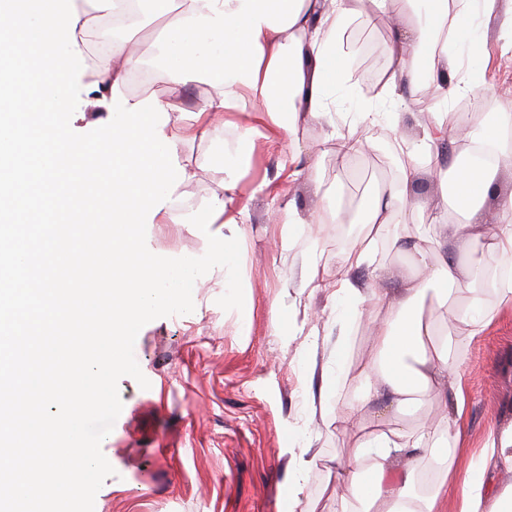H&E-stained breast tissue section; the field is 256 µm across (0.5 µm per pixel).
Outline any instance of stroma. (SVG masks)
Segmentation results:
<instances>
[{
    "label": "stroma",
    "instance_id": "obj_1",
    "mask_svg": "<svg viewBox=\"0 0 512 512\" xmlns=\"http://www.w3.org/2000/svg\"><path fill=\"white\" fill-rule=\"evenodd\" d=\"M396 9L395 0L383 7L357 0L347 29V80L336 91L335 124L302 116L294 134L275 135L266 115L228 112L224 126L181 143L180 159L195 175L182 190L184 213L201 211L220 196L235 219L222 236L240 241L244 308L226 311L217 305L224 277L211 272L192 292L191 313L161 317L141 328L134 356L150 386L141 388L129 376L119 381L123 408L101 444L114 474L97 492L94 512H288V448L299 428L307 430L315 458L301 497L307 512H329L336 498V462L355 453L351 416L367 426L407 432L453 415L454 400L436 394L425 396L413 417L394 413L381 400L362 404L363 392L351 375L335 392L333 415H315L306 406L333 375L329 349L340 333L330 289L301 290L310 263H318L329 280L350 273L366 291L392 293L411 269L417 244L411 227L421 212L446 220L454 216L442 185L449 159L467 154L470 140L451 132V158H438L414 177L413 205L393 208L376 241L383 276L373 278L366 268L350 271L347 256L362 234L368 198L408 172L394 149L393 133L422 137L424 127L445 112L466 111L472 126L487 112L512 113V32L493 24L477 37L478 96L445 98L442 80L427 78L423 84L436 103L426 110L416 90L400 87L396 129L384 121L361 129L367 146L342 156L339 136L368 98L366 73L376 72L384 85L391 77L376 59H360L357 43L364 38L385 48ZM142 94L197 111L215 101L220 90L204 79L174 86L161 74ZM111 96L108 85L81 82L86 105L71 120L72 129L87 133L107 124L109 114L99 102ZM225 159L239 162L242 170L232 188L224 185ZM332 204L340 210L335 223L327 215ZM289 207L307 225L287 249L282 237ZM146 243L165 257H199L207 250L206 236L191 224L147 225ZM488 305L494 318L481 336L469 338L461 327L454 331L465 391L459 445L466 454L458 461L463 468L491 435L512 426V304L492 297ZM307 333L319 344L317 368L308 376L300 356Z\"/></svg>",
    "mask_w": 512,
    "mask_h": 512
}]
</instances>
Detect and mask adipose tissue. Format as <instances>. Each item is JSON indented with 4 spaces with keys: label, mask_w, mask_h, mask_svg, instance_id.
<instances>
[{
    "label": "adipose tissue",
    "mask_w": 512,
    "mask_h": 512,
    "mask_svg": "<svg viewBox=\"0 0 512 512\" xmlns=\"http://www.w3.org/2000/svg\"><path fill=\"white\" fill-rule=\"evenodd\" d=\"M422 2L424 14L412 19L400 13L397 24L403 36L391 40L389 54L399 64V77L418 83L426 58L439 62L442 70L456 71L458 58L448 51L449 41L441 32L446 19L458 31L476 34L486 28L497 0H460L456 15H449L448 0ZM155 17L164 19V40L158 52L142 55L132 38L113 33L108 55L97 64L103 83H125L129 73L143 66L165 71L177 85L204 77L222 92L209 108L188 112L167 100V112L178 115L163 133L174 142L206 134L223 126L224 115L239 111L251 100L281 131L293 133L299 115L328 122L336 112V87L345 79L342 40L347 19L353 15V0H181L171 10L169 0H141ZM448 132L437 121L426 139L395 137L394 148L405 159L410 174L433 161V143ZM474 146L492 147L495 169L483 166L477 156L466 155L451 171L450 194L461 221L443 224L430 220L414 225L421 246L411 257L413 265L426 270V277L410 280L398 294L367 295L357 281L344 277L333 285V299L341 325L373 317L382 309L374 337L371 359L359 367L357 377L366 397L382 396L398 411H416L426 394L452 391L461 396L451 354V332L455 325L467 326L479 335L490 317L485 292L479 284L486 271L474 256V246L486 242L505 267H512V193L493 197L496 169H512V114L485 113L470 133ZM409 189L400 184L385 189L372 202L367 231L354 242L347 258L349 267L371 269L380 274L374 255L379 223L391 206L407 200ZM495 198L499 219L494 225L476 221L479 204ZM452 246L455 256L437 267H429L428 250ZM471 288L465 302H457L460 281ZM434 292L445 316L436 322L426 317L422 303ZM460 417L444 420L436 427L397 430L358 428L353 461L337 466L336 481L345 489L337 496L333 512H442L449 489L458 491V512H512V484L492 492L486 487L489 470L512 472V427L490 441L479 461L459 468ZM290 451L288 483L289 512H305L300 498L314 459L304 435H297ZM423 452L437 469L431 487L417 492L414 469L391 471L393 458L402 453Z\"/></svg>",
    "instance_id": "adipose-tissue-1"
}]
</instances>
